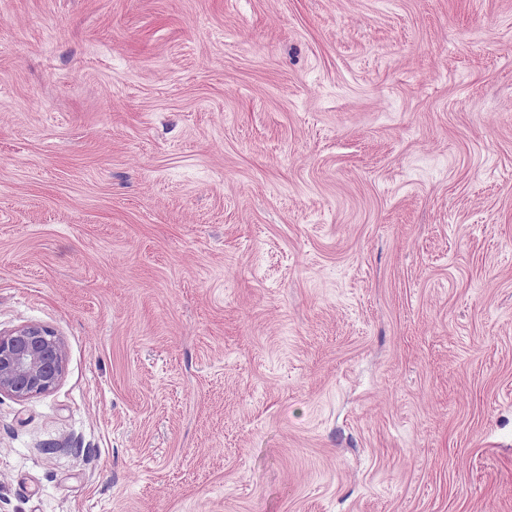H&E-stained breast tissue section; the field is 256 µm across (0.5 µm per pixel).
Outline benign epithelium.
Instances as JSON below:
<instances>
[{
    "label": "benign epithelium",
    "mask_w": 512,
    "mask_h": 512,
    "mask_svg": "<svg viewBox=\"0 0 512 512\" xmlns=\"http://www.w3.org/2000/svg\"><path fill=\"white\" fill-rule=\"evenodd\" d=\"M66 360L63 339L38 323L0 332V394L17 400L52 392Z\"/></svg>",
    "instance_id": "7a95c632"
}]
</instances>
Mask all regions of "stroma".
Returning a JSON list of instances; mask_svg holds the SVG:
<instances>
[{
  "label": "stroma",
  "mask_w": 512,
  "mask_h": 512,
  "mask_svg": "<svg viewBox=\"0 0 512 512\" xmlns=\"http://www.w3.org/2000/svg\"><path fill=\"white\" fill-rule=\"evenodd\" d=\"M0 512H512V0H0ZM66 360L63 339L38 323L0 332V394L25 400L52 392Z\"/></svg>",
  "instance_id": "stroma-1"
}]
</instances>
